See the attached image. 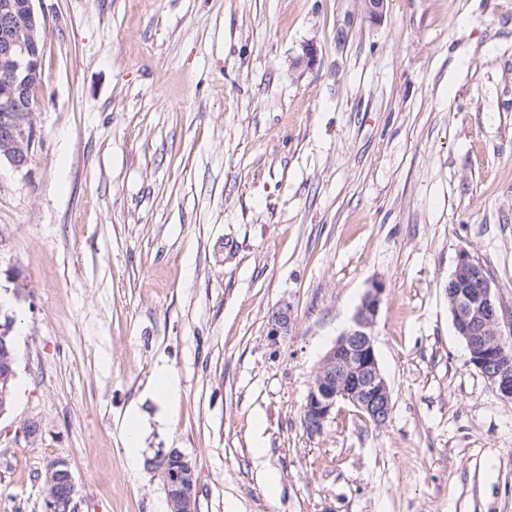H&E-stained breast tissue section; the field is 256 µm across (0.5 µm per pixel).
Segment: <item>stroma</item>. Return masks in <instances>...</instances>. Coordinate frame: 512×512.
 <instances>
[{
  "label": "stroma",
  "mask_w": 512,
  "mask_h": 512,
  "mask_svg": "<svg viewBox=\"0 0 512 512\" xmlns=\"http://www.w3.org/2000/svg\"><path fill=\"white\" fill-rule=\"evenodd\" d=\"M36 9L38 138L0 165V284L23 282L0 296L20 354L0 512H45L58 459L80 512H169L173 450L196 512H512V400L446 292L468 251L512 337V0H387L378 22L358 0ZM375 280L392 415L341 403L309 433V387ZM156 389L160 397V402L164 408H171L178 400L180 387L177 376L171 369H160L157 374ZM141 421L140 417L136 415L126 427V438L128 446V463L134 469H139L140 466V440H141ZM157 463L165 481L169 512H195L197 479L191 462L177 451H171Z\"/></svg>",
  "instance_id": "stroma-1"
}]
</instances>
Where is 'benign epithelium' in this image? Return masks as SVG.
I'll use <instances>...</instances> for the list:
<instances>
[{
  "label": "benign epithelium",
  "instance_id": "benign-epithelium-1",
  "mask_svg": "<svg viewBox=\"0 0 512 512\" xmlns=\"http://www.w3.org/2000/svg\"><path fill=\"white\" fill-rule=\"evenodd\" d=\"M35 0H0V163L24 169L37 141L35 109L31 92L40 82L39 35L45 17L35 10ZM365 18L383 17L386 0H361ZM386 286L374 281L366 289L350 326L326 353L308 392L304 423L317 434L336 410L346 402L368 415L375 424L387 423L392 410L390 386L376 354L374 327ZM448 305L453 324L466 343L469 362L505 399L512 400V354L504 345L500 326L502 307L492 293L491 282L467 251L457 257L448 280ZM290 309L279 308L271 317L270 336L288 335ZM12 320L0 324V418L13 405L12 381L17 378L13 353ZM167 494L169 512H196L197 479L191 462L171 451L158 460ZM46 512H79L81 491L64 460L45 471Z\"/></svg>",
  "mask_w": 512,
  "mask_h": 512
}]
</instances>
